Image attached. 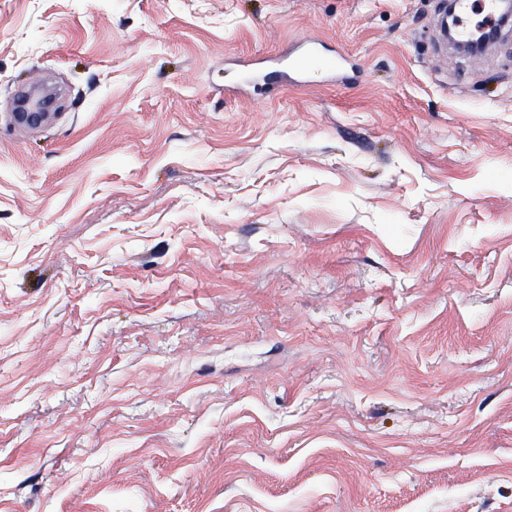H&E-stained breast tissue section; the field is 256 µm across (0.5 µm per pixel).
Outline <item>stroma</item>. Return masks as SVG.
I'll use <instances>...</instances> for the list:
<instances>
[{
  "label": "stroma",
  "instance_id": "stroma-1",
  "mask_svg": "<svg viewBox=\"0 0 512 512\" xmlns=\"http://www.w3.org/2000/svg\"><path fill=\"white\" fill-rule=\"evenodd\" d=\"M438 17L0 0V512H512V35ZM20 108L14 112V119L17 123L30 128H38L55 118L60 112H50L56 101L48 96L36 98L24 97L19 101Z\"/></svg>",
  "mask_w": 512,
  "mask_h": 512
}]
</instances>
